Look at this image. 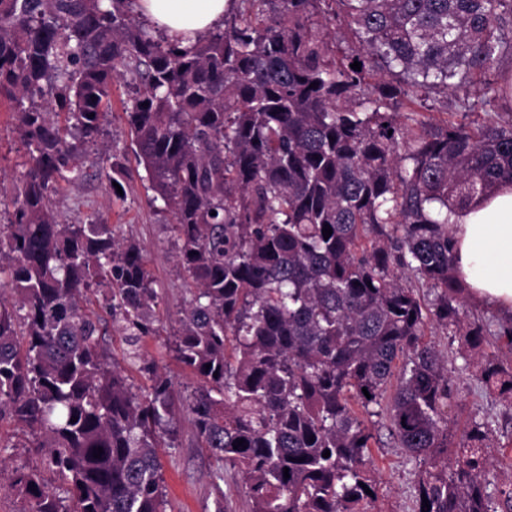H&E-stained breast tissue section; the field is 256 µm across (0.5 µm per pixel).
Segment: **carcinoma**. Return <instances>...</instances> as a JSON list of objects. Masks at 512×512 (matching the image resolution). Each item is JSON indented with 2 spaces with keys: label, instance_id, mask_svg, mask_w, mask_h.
<instances>
[{
  "label": "carcinoma",
  "instance_id": "1",
  "mask_svg": "<svg viewBox=\"0 0 512 512\" xmlns=\"http://www.w3.org/2000/svg\"><path fill=\"white\" fill-rule=\"evenodd\" d=\"M230 2L224 26L181 49L135 0H0V102L28 155L0 180V422L38 456L0 488L19 512H165L172 382L147 363L150 387L129 383L98 313L141 360L160 331L156 281L137 242L55 203L87 177L121 81L188 294L171 350L200 380L190 421L249 512H368L372 417L422 465L415 512L424 497L428 512H512V483L489 478L512 470L493 422L472 419L448 457L457 356L512 400V360L484 352L491 336L512 349V321L467 314L448 230L512 185V78L493 73L512 58V0ZM110 170L128 177L126 154ZM434 325L457 350L426 339Z\"/></svg>",
  "mask_w": 512,
  "mask_h": 512
}]
</instances>
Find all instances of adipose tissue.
Returning a JSON list of instances; mask_svg holds the SVG:
<instances>
[{"mask_svg": "<svg viewBox=\"0 0 512 512\" xmlns=\"http://www.w3.org/2000/svg\"><path fill=\"white\" fill-rule=\"evenodd\" d=\"M230 0H138V10L180 47L196 41L224 20ZM456 271L471 300L512 317V187L449 215Z\"/></svg>", "mask_w": 512, "mask_h": 512, "instance_id": "adipose-tissue-1", "label": "adipose tissue"}]
</instances>
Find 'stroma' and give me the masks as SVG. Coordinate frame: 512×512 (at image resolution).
I'll return each instance as SVG.
<instances>
[{"mask_svg": "<svg viewBox=\"0 0 512 512\" xmlns=\"http://www.w3.org/2000/svg\"><path fill=\"white\" fill-rule=\"evenodd\" d=\"M128 89L115 84L112 108L96 144L86 146L83 161L88 172L86 180L62 183L57 198L64 215L73 222L96 220L117 225L120 234L133 238L144 247L145 261L156 283L160 297L162 320L160 334L148 339L141 348L146 361L155 363L167 373L175 385L174 432L171 447L162 448V477L167 493L166 512H213L216 493H223L233 504L232 512H247V504L239 477L227 469L221 459L200 446L187 412V404L198 380L174 359L169 349L180 327L178 318L185 305L184 280L176 267V244L169 225L170 216L149 207L147 184L140 178L125 182L124 197L113 195L105 177L113 152L132 154L133 146L123 114ZM27 168V154L13 130L11 110L0 104V178L11 181ZM455 375L461 395L451 411L459 425H466L474 411H481L489 420L503 421L508 408L495 397L476 393L464 368L456 360ZM371 460L379 482L374 512H412L414 487L419 467L392 440L371 450ZM224 480L214 483L216 472Z\"/></svg>", "mask_w": 512, "mask_h": 512, "instance_id": "obj_1", "label": "stroma"}]
</instances>
